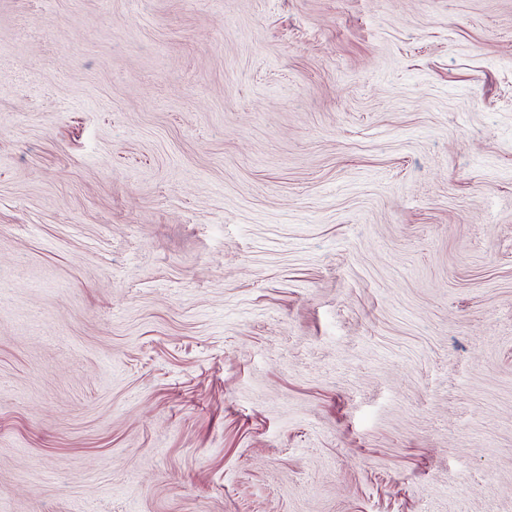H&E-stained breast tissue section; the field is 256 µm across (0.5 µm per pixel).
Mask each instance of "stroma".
<instances>
[{
  "mask_svg": "<svg viewBox=\"0 0 512 512\" xmlns=\"http://www.w3.org/2000/svg\"><path fill=\"white\" fill-rule=\"evenodd\" d=\"M0 512H512V0H0Z\"/></svg>",
  "mask_w": 512,
  "mask_h": 512,
  "instance_id": "obj_1",
  "label": "stroma"
}]
</instances>
